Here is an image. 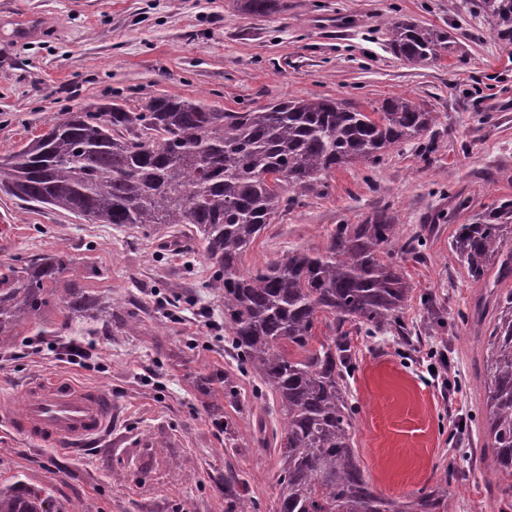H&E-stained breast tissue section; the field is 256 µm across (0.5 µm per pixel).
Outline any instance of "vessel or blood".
I'll return each instance as SVG.
<instances>
[{
    "label": "vessel or blood",
    "instance_id": "b4317fda",
    "mask_svg": "<svg viewBox=\"0 0 512 512\" xmlns=\"http://www.w3.org/2000/svg\"><path fill=\"white\" fill-rule=\"evenodd\" d=\"M20 396L23 412L0 404V418L30 440L78 449L98 443L112 429V397L101 388L58 377L27 384Z\"/></svg>",
    "mask_w": 512,
    "mask_h": 512
}]
</instances>
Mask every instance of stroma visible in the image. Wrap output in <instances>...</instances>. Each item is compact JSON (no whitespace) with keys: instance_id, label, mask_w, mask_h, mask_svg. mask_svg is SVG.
Returning <instances> with one entry per match:
<instances>
[{"instance_id":"35a3bbf8","label":"stroma","mask_w":512,"mask_h":512,"mask_svg":"<svg viewBox=\"0 0 512 512\" xmlns=\"http://www.w3.org/2000/svg\"><path fill=\"white\" fill-rule=\"evenodd\" d=\"M48 19L54 34L24 41L12 21ZM408 18L447 31L452 50L412 65L390 48L387 22ZM200 98L245 112L282 98L330 97L362 108L404 96L435 124L376 161L337 169L320 193L300 197L244 254L246 270L295 249L323 246L340 224L387 210L403 235L421 231L419 259L397 256L413 291L401 318L407 347L389 335L351 339L349 393L359 463L382 495L406 497L463 475L457 512H492L494 476L475 460L485 410L477 390L486 342L464 322L481 292L449 248L459 225L512 201V44L473 0H281L252 14L240 0H0V153L42 133L53 116L120 97ZM162 230L94 224L0 192V263L66 252L72 263L36 322L0 346V398L22 382L65 376L110 392L118 419L99 445L71 453L0 425V484L17 477L51 487L80 512H227L224 476L246 484L272 512L277 464L257 445L253 415L267 404L239 374L224 343V301L207 287L197 242L160 243ZM134 314L135 331L67 321L69 281ZM78 345L85 358L71 360ZM446 352L448 391L422 359ZM210 377L200 388L199 377ZM238 391V407L224 384ZM227 417L228 429L214 426ZM465 430L455 434L456 421Z\"/></svg>"}]
</instances>
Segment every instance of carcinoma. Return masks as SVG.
<instances>
[{"label": "carcinoma", "mask_w": 512, "mask_h": 512, "mask_svg": "<svg viewBox=\"0 0 512 512\" xmlns=\"http://www.w3.org/2000/svg\"><path fill=\"white\" fill-rule=\"evenodd\" d=\"M476 6L512 43V0ZM390 26L396 54L410 63L437 60L448 40L409 22ZM434 122V113L402 96L371 111L329 97L284 98L247 112L172 96L133 109L114 100L51 118L44 133L1 154L0 190L99 224L191 225L211 266L207 287L224 298L225 342L277 403L281 429L254 419L256 440L279 458L274 512H456L448 492L456 469L411 497H386L352 446L351 332L412 335L399 316L411 286L389 251L400 225L382 215L338 224L319 248L241 269L244 253L290 202L320 192L336 169L376 160ZM511 241L512 202H504L459 225L449 242L470 278L487 286L470 315L488 342L481 461L498 475V512H512V290L500 294L489 274L512 276ZM70 264L65 253L0 264V345L13 340L17 323L36 319ZM90 310L112 328V305L71 284L66 320ZM224 500L230 512H257L232 473L224 477ZM0 512L66 510L51 488L18 480L0 486Z\"/></svg>", "instance_id": "obj_1"}]
</instances>
